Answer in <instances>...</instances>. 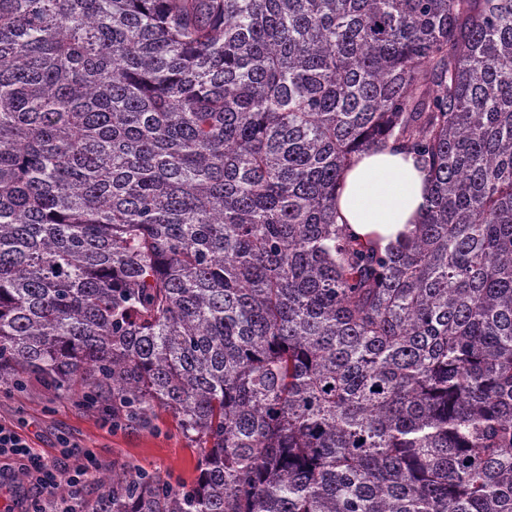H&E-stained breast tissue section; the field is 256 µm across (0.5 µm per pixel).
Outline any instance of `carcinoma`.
<instances>
[{"label": "carcinoma", "instance_id": "carcinoma-1", "mask_svg": "<svg viewBox=\"0 0 512 512\" xmlns=\"http://www.w3.org/2000/svg\"><path fill=\"white\" fill-rule=\"evenodd\" d=\"M431 195L336 223L358 154ZM163 408L104 512H512V0H0V391ZM430 186L414 155L391 142L356 156L340 177L336 222L356 239L378 237L382 248L396 244L420 224Z\"/></svg>", "mask_w": 512, "mask_h": 512}]
</instances>
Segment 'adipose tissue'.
<instances>
[{"label": "adipose tissue", "mask_w": 512, "mask_h": 512, "mask_svg": "<svg viewBox=\"0 0 512 512\" xmlns=\"http://www.w3.org/2000/svg\"><path fill=\"white\" fill-rule=\"evenodd\" d=\"M430 196L427 175L401 144L356 156L340 177L337 223L356 239L397 243L421 223Z\"/></svg>", "instance_id": "obj_1"}]
</instances>
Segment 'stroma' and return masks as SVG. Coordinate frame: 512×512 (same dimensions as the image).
<instances>
[{"instance_id":"35a3bbf8","label":"stroma","mask_w":512,"mask_h":512,"mask_svg":"<svg viewBox=\"0 0 512 512\" xmlns=\"http://www.w3.org/2000/svg\"><path fill=\"white\" fill-rule=\"evenodd\" d=\"M0 422L48 456L64 448L92 452L102 474L133 465L173 482L196 475L197 457L165 411L116 426L108 416L79 409L33 381L25 391L0 393Z\"/></svg>"}]
</instances>
